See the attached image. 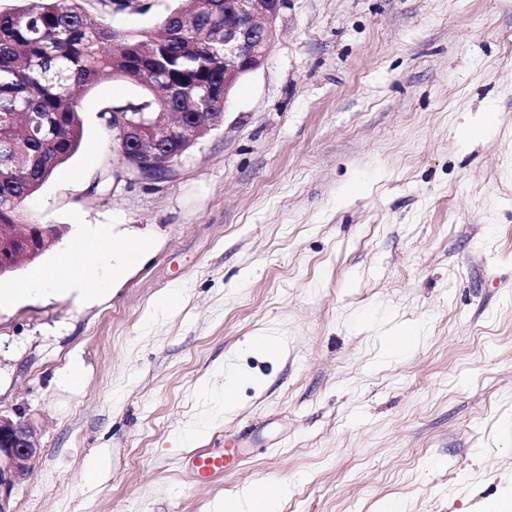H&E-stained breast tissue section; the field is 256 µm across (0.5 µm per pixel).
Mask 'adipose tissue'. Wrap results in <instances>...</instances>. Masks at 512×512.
Returning <instances> with one entry per match:
<instances>
[{
    "label": "adipose tissue",
    "mask_w": 512,
    "mask_h": 512,
    "mask_svg": "<svg viewBox=\"0 0 512 512\" xmlns=\"http://www.w3.org/2000/svg\"><path fill=\"white\" fill-rule=\"evenodd\" d=\"M73 236L62 268L33 274L21 293L34 297L53 294L63 283L82 299L106 292L114 279L139 262L145 250L144 244L114 238L95 224L75 223Z\"/></svg>",
    "instance_id": "obj_1"
}]
</instances>
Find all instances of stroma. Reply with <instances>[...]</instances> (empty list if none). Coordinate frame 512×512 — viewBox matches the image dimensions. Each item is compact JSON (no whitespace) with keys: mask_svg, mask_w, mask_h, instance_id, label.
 <instances>
[{"mask_svg":"<svg viewBox=\"0 0 512 512\" xmlns=\"http://www.w3.org/2000/svg\"><path fill=\"white\" fill-rule=\"evenodd\" d=\"M179 5L81 0L138 34ZM141 94L106 76L85 95L82 148L23 203L61 233L0 277L55 264L77 217L147 245L106 295L0 308V409L41 446L15 512H208L260 486L285 488L279 512L512 498V0H288L172 179L90 190L113 158L102 112ZM167 292L179 306L155 312ZM398 330L423 340L388 354ZM260 332L279 348L255 350ZM232 371L228 412L214 392ZM245 434L240 467L194 481V449Z\"/></svg>","mask_w":512,"mask_h":512,"instance_id":"stroma-1","label":"stroma"}]
</instances>
